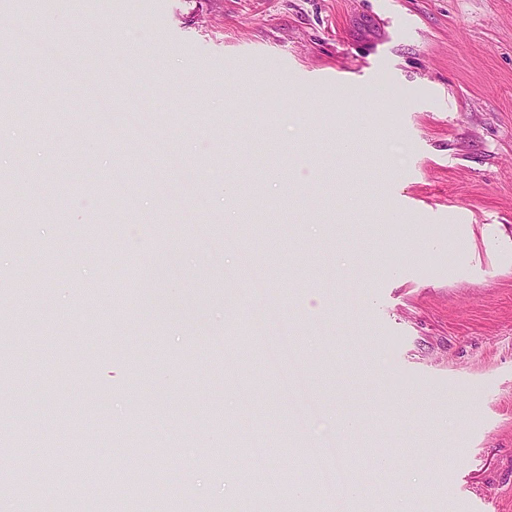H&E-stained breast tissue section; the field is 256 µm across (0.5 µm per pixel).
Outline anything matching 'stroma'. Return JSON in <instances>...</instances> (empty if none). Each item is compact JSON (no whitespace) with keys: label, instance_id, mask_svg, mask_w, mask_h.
Masks as SVG:
<instances>
[{"label":"stroma","instance_id":"35a3bbf8","mask_svg":"<svg viewBox=\"0 0 512 512\" xmlns=\"http://www.w3.org/2000/svg\"><path fill=\"white\" fill-rule=\"evenodd\" d=\"M39 30L83 69L108 53L137 70L128 100L153 109L206 207L164 205L150 173L113 206L123 154L153 149L116 113H94L85 140L72 122L0 125L18 208L68 216L15 222L0 261L24 384L0 386V412L27 423V387L41 395L28 435L46 462L27 482L73 491L57 461L79 444L89 471L154 486L148 512L186 484L198 512H277L225 493L218 414L296 482L354 453L370 492L323 490L325 512H372L387 480L388 512H512V0H66ZM15 54L50 111L82 118L81 85ZM30 249L24 280L43 296L29 301ZM244 252L262 291L224 273ZM113 269L135 299L88 315ZM280 336L276 375L263 349ZM245 397L255 418L238 417ZM358 414L360 450L340 428Z\"/></svg>","mask_w":512,"mask_h":512}]
</instances>
